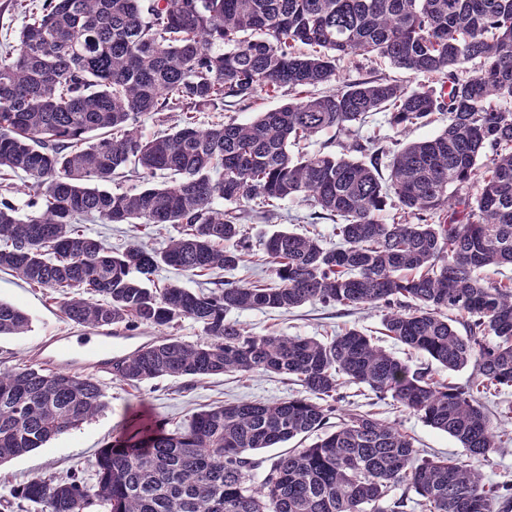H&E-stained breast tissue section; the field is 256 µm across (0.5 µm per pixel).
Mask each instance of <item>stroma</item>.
<instances>
[{"mask_svg":"<svg viewBox=\"0 0 512 512\" xmlns=\"http://www.w3.org/2000/svg\"><path fill=\"white\" fill-rule=\"evenodd\" d=\"M386 78L412 87L425 85L439 87L432 76L414 75L394 67L384 59L366 60L360 57L344 58L337 63V84L363 79ZM282 97L260 96L247 106H231L222 110L197 113L198 126L229 120L248 123L259 113L280 106ZM448 124L446 114H436L431 124L406 131L392 127L385 113H377L363 126L353 127L347 134L328 131L300 144L302 152L319 150L341 154L356 140L378 141L383 148L393 151L407 141L430 138L440 133ZM312 209L305 202L288 199L282 201L273 215L267 218L248 219L243 226L249 254L245 262L231 271L216 270L205 275L192 276L170 267H163L154 276L156 287L176 283L199 291H211L217 284L256 282L272 284L276 281L273 263L262 252L261 241L275 229L297 233L316 231L324 243L336 240V223L329 219L311 224ZM86 233L105 241L112 249L123 250L139 244L149 249H163L169 238L177 235V227L167 225L157 228L148 224H99L88 222ZM0 300L11 303L31 318L29 332L18 336L0 337V369L22 363L38 362L36 345L41 337L74 332L60 310V303L49 292L29 287L8 270L0 271ZM231 320L255 335L274 332L285 336L326 339L346 327H355L372 336L375 343L411 366L431 371L436 379L464 386L473 379L471 369L449 372L436 366L426 355L408 352L407 348L382 333V313L378 310H356L349 307L308 303L289 313L271 310H240L232 312ZM99 382L105 393L107 408L91 421L49 440L43 447L0 464V512H30L26 501L15 498L14 490L24 483L49 475L62 476L71 469H79L86 485L96 481L93 462L97 452L122 436L134 423L144 421L161 423L167 429L185 427L193 414L216 405L235 402L244 398L276 402L298 394L299 385L286 378L255 374L243 377L224 374L208 378L154 379L132 388L107 375ZM339 406L345 410L370 412L395 423L402 432L412 437L425 456H462L459 444L447 434L427 426L416 414L397 408L391 398H378L369 389L345 384L339 389Z\"/></svg>","mask_w":512,"mask_h":512,"instance_id":"1","label":"stroma"}]
</instances>
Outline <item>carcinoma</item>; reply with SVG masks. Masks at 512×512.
I'll list each match as a JSON object with an SVG mask.
<instances>
[{"label": "carcinoma", "mask_w": 512, "mask_h": 512, "mask_svg": "<svg viewBox=\"0 0 512 512\" xmlns=\"http://www.w3.org/2000/svg\"><path fill=\"white\" fill-rule=\"evenodd\" d=\"M16 44L0 53V268L63 296L73 324L117 331L171 328L183 318L207 341L157 336L112 366L129 386L224 373L284 376L305 395L240 400L194 414L181 429L141 427L102 448L96 482L39 477L16 495L38 512H509L512 484L487 485L477 464L512 438L484 399L512 387V0H13ZM342 56L380 57L441 79V91L386 78L336 80ZM289 96L246 124L196 125L193 112ZM181 112L145 139L143 114ZM387 113L397 129L448 113L432 138L405 144L379 172L384 148L357 160L290 145L341 134ZM165 172L169 185L117 193L127 167ZM24 175L23 188L8 183ZM479 184L471 195L468 187ZM33 196L22 216L11 194ZM396 198L402 217L375 219ZM300 199L338 221L340 242L278 230L262 241L274 286L209 293L149 288L163 266L188 274L234 270L246 258L240 226ZM219 200L242 212H226ZM178 224L161 251H112L79 225ZM320 302L383 312L385 335L445 369L472 366L467 386L433 379L355 327L318 340L255 336L233 311L288 312ZM31 318L0 301V336ZM495 341L489 343L488 337ZM391 397L453 437L463 458L430 460L394 423L343 412L313 444L272 460L263 479L251 453L325 428L342 383ZM107 408L99 381L68 366L0 370V463L42 447Z\"/></svg>", "instance_id": "cac0c4a2"}]
</instances>
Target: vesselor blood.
I'll use <instances>...</instances> for the list:
<instances>
[{
  "instance_id": "1",
  "label": "vessel or blood",
  "mask_w": 512,
  "mask_h": 512,
  "mask_svg": "<svg viewBox=\"0 0 512 512\" xmlns=\"http://www.w3.org/2000/svg\"><path fill=\"white\" fill-rule=\"evenodd\" d=\"M48 364H67L74 369L108 373L122 352L112 334L93 327L82 328L74 336H45L38 343Z\"/></svg>"
}]
</instances>
